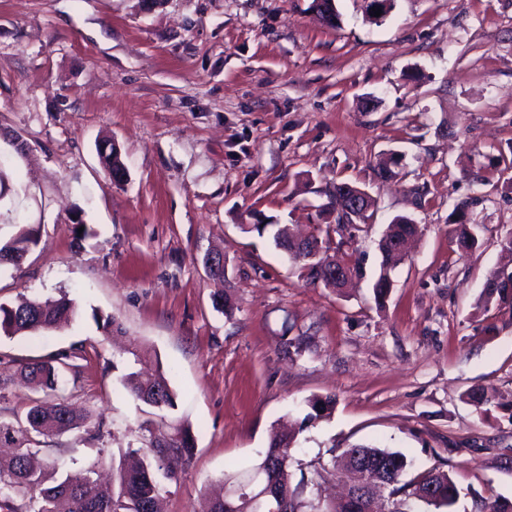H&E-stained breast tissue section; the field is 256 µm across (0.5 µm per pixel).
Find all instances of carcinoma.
I'll return each instance as SVG.
<instances>
[{
    "instance_id": "cac0c4a2",
    "label": "carcinoma",
    "mask_w": 512,
    "mask_h": 512,
    "mask_svg": "<svg viewBox=\"0 0 512 512\" xmlns=\"http://www.w3.org/2000/svg\"><path fill=\"white\" fill-rule=\"evenodd\" d=\"M348 182H340L329 192L330 204L338 213V220L347 216L346 193ZM468 202L454 206L457 214L458 249L467 253L479 247V238L468 229L466 220ZM415 231L410 217L398 215L387 225L381 240L383 262L381 272L373 284L374 298L381 301L392 287L389 271L399 264L404 254L400 240ZM314 250H303L286 229L274 235L275 245L288 247V256L298 265L311 284L329 287L328 266L330 260L337 266L346 263L322 252L319 235L309 237ZM38 232L32 227L20 226L17 232L0 245V266L18 265L29 250L37 245ZM217 285L214 293L216 307L230 315L234 302L224 289L226 281L224 265L218 263L209 268ZM487 294L501 301L512 298V274L504 279L500 271H494L487 282ZM75 307L66 298L41 301L22 299L15 304L0 303V333L12 338L16 335H40L51 333L62 323L69 322ZM68 355L57 354L44 361L28 363L21 370L23 381L37 390H58L65 373L69 370ZM124 387L143 404L158 410L173 409L177 395L167 377L159 373L146 380L135 379L130 373L123 379ZM311 412L308 418L317 420L331 414L335 400L329 396L315 397L308 401ZM90 415L76 410L68 400L60 396L50 405L33 401L27 412L15 418L13 423L0 422V444L13 448L7 458H0V512H160L159 503L164 491L163 481L177 479V472L166 461L173 454L183 463L194 455L195 436L189 423L183 420L163 422L157 426L149 423L141 426L140 443L147 452L131 464L117 469L112 485H102L92 479L91 473L99 464L94 460L80 469H62L45 456L46 440L62 430L84 426ZM294 436L275 434L260 461L247 468H239L224 474V482L234 493L229 504H224V494L216 496L210 512H260L255 498L266 495L265 501L276 512H366L356 499L340 500L325 506L313 498L304 496L305 478L293 482L292 469L296 460L292 454ZM352 451L367 459H386L390 466L386 485L390 489L392 509L388 512H412L408 502L416 500L437 509L450 508L456 500V488L449 474L432 468L415 481L401 482L408 467L404 454L376 445H356Z\"/></svg>"
}]
</instances>
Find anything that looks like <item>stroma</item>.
Returning <instances> with one entry per match:
<instances>
[{
  "label": "stroma",
  "instance_id": "obj_1",
  "mask_svg": "<svg viewBox=\"0 0 512 512\" xmlns=\"http://www.w3.org/2000/svg\"><path fill=\"white\" fill-rule=\"evenodd\" d=\"M335 4L331 28L312 0H0V238L39 228L21 268L0 270V302L76 308L61 331L0 335V421L36 396L22 366L67 353L61 395L106 425L49 440L60 465L99 458L111 476L156 419L120 387L133 356L103 329L112 316L125 342L157 355L177 394L166 416L196 438L164 512H202L277 424L296 429L311 483L315 465L374 444L403 453L407 476L448 472L451 512L512 501V308L485 290L512 267V0H394L378 21L365 0ZM106 139L124 183L103 170ZM342 180L374 200L355 229L329 204ZM461 200L481 241L464 255ZM398 215L420 234L379 305V243ZM279 224L326 225L351 285L300 277L274 244ZM211 251L230 315L213 302ZM476 386L490 404L469 401ZM315 396L336 405L310 422Z\"/></svg>",
  "mask_w": 512,
  "mask_h": 512
}]
</instances>
